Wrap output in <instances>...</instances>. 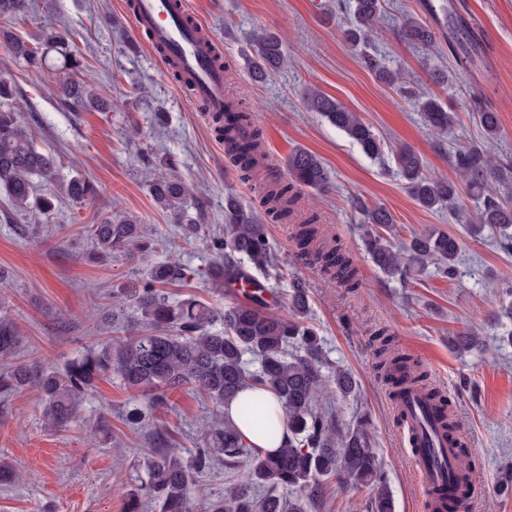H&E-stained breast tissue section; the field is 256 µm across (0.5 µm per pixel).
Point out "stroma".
Returning a JSON list of instances; mask_svg holds the SVG:
<instances>
[{"mask_svg": "<svg viewBox=\"0 0 512 512\" xmlns=\"http://www.w3.org/2000/svg\"><path fill=\"white\" fill-rule=\"evenodd\" d=\"M125 0H26L14 19V32L36 43L45 32L63 37L69 51L82 56V78L112 101L108 112L79 111L62 102L67 74L59 67L34 73L0 47V75L12 78V101L31 128L37 146L56 160L51 181H36L51 194V218L18 213L0 194V298L18 332L16 362L63 367L79 352L124 335L121 322L99 325L93 311L111 306V294L134 287L146 273L138 261L101 258L91 250L86 226L94 216L115 214L142 224L156 262H178L187 280L167 285L171 300L197 297L215 307L229 299L209 279L213 254L206 241L224 231V200L234 196L247 210L257 205L258 189L241 179L224 159V146L206 113L179 86L160 60L137 39ZM223 49L233 91L260 112L269 165L286 172L298 148L318 155L331 172L332 188L319 194L300 191L303 209L332 226L350 252L364 286L357 293L329 283L299 256L289 224L266 227L278 275L269 286L277 298L273 313L291 318L294 279L308 296L307 322L322 348L324 375L337 370L356 383L350 396L330 395L328 405L341 429L368 416L369 433L386 470L396 512H425L408 466L389 389L376 372L371 338L388 328L399 348L428 371L433 384L453 403L457 431L464 441L483 490L468 512H512V487L502 475L512 470V344L504 336L512 322L498 319L500 299L491 281L512 282V253L495 245L491 232L470 234L445 208H422L392 174L394 154L408 147L421 156L433 178L453 177L452 155L479 147L512 160V0H384L386 17L367 51L387 67L408 73L419 89L448 101L457 124L443 134L429 133L414 105L380 83L365 67L359 48L344 34L347 13L339 0H187ZM412 16L437 30L428 46L408 43L401 34ZM481 35L476 65L458 74L452 87L430 77L448 67V32L455 17ZM279 35L288 65L256 84L248 74L254 33ZM493 72L487 98L498 112L502 135L486 141L470 108L479 81ZM314 86L370 123L384 141L381 156L367 157L341 131L306 111L302 94ZM175 160L176 175L194 184L190 213L200 214V238L190 243L180 225L157 208L147 186L142 159ZM83 177L96 189L92 201L76 203L68 194L71 178ZM383 206L395 217L394 238L403 242L426 230L457 235L458 274L448 280L434 272L400 283L383 276L366 254L367 230L361 205ZM475 333L483 349L461 352L454 336ZM474 390L461 389L462 380ZM136 403L118 376L96 380L84 401L80 421L63 430L45 428L41 393L27 386L0 404V462L9 463L16 482L0 485V512H125L118 484H131L141 454L150 448L146 431L124 424ZM216 414L215 405L182 388L156 409L166 434L182 448H195ZM107 430L90 437L99 419Z\"/></svg>", "mask_w": 512, "mask_h": 512, "instance_id": "stroma-1", "label": "stroma"}]
</instances>
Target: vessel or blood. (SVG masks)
<instances>
[{
	"mask_svg": "<svg viewBox=\"0 0 512 512\" xmlns=\"http://www.w3.org/2000/svg\"><path fill=\"white\" fill-rule=\"evenodd\" d=\"M137 35L148 36L165 69H177L194 83L193 98L206 102L219 112L224 108V72L211 63L216 46L213 35L204 34V24L183 0H134L128 10ZM404 432L406 457L419 478V495L429 512H441L443 502L437 493L450 475L432 464L433 451L442 441L434 433V421L426 400L407 395L396 406Z\"/></svg>",
	"mask_w": 512,
	"mask_h": 512,
	"instance_id": "b4317fda",
	"label": "vessel or blood"
}]
</instances>
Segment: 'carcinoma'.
Returning a JSON list of instances; mask_svg holds the SVG:
<instances>
[{"mask_svg": "<svg viewBox=\"0 0 512 512\" xmlns=\"http://www.w3.org/2000/svg\"><path fill=\"white\" fill-rule=\"evenodd\" d=\"M353 9L345 35L354 45L377 32L384 15L383 0H352ZM25 0H0V18L9 21L21 14ZM453 38L448 50L454 66L434 74L440 84H453L456 72L467 69L478 54V43L461 21L452 22ZM405 39L414 45H429L434 36L421 22L408 18L402 27ZM61 44L60 37L44 35L33 47L19 41L6 29L0 30V45L8 47L29 70L39 72L47 66L49 52ZM255 57L248 64L249 77L263 82L270 73L287 63L281 40L263 32L254 38ZM367 65L389 87L414 98L426 128L443 133L454 122V113L440 97L417 90L414 81L400 70H391L370 59ZM64 67L70 77L62 85L64 104L70 108L98 109L105 101L79 80L83 65L80 57L64 54ZM15 89L0 77V191L19 211L36 209L44 217L52 214L53 203L47 196L35 194L33 178H53L55 159L38 149L23 118L8 103ZM308 112H317L330 125L344 132L368 156L382 154V143L372 127L357 113L343 108L322 91L309 87L303 93ZM487 141L501 132L497 112L486 105L475 107ZM224 154L229 162L252 175L266 168L265 152L259 137L258 114L235 101L228 102L220 118ZM396 174L406 182L415 201L426 209L443 205L453 211L473 234L488 228L499 232L498 246L512 253V202L492 190V183H503L507 176L503 163L480 148H461L452 156L457 178L437 179L422 173V161L411 149L394 157ZM290 181L277 178L265 187L264 211H247L229 196L224 202V235L210 240L215 254L210 277L219 289L236 292V285L249 280L254 285L248 302L214 308L195 298L174 304L159 286L186 277L185 268L176 262L153 265L143 240L141 225L118 216H102L87 225L88 236L103 257L114 255L140 258L148 274L142 284L125 288L112 296V317L128 305L136 307L140 321L131 335L111 339L71 359L61 369L31 368L12 364L18 344L13 323L0 320V396L7 398L35 382L42 393L43 421L54 430L79 421L80 405L95 380L116 374L136 396H143L152 409L166 404L170 391L191 387L198 395L218 406L227 407L240 393V414L252 421L271 441L281 440L274 450L251 448L244 444L229 413L217 415L208 426L203 444L189 452L165 446L152 448L144 458L143 473L137 484L116 489L126 512H193V502L203 503L201 512H310L316 501L326 498L331 482L368 487L371 497L366 512H395L388 476L381 467L367 430L359 422L341 431L332 412L317 407L319 398L330 393L347 396L354 383L344 370L332 379L322 374V357L315 333L303 326L307 316L305 283L293 282L290 303L293 318L271 313L259 279L242 265L246 257L254 270L271 278L273 257L266 240L264 220L288 222L296 210L295 188L325 191L331 186L328 168L314 153L296 149L288 157ZM478 202L476 220H471L460 201L461 186ZM74 201L82 203L94 196V187L78 177L68 186ZM155 205L169 213L173 223L181 225L186 238L198 236L197 217L185 209L194 195L191 185L178 177L159 175L151 181ZM366 223L373 226L365 238V248L381 273L407 280L434 265L436 273L453 279L457 274L460 244L455 236L426 231L413 236L400 247L385 233L392 230L395 218L383 206L364 207ZM297 245L312 257L321 273L330 281L347 288H359L357 269L341 245L315 224L311 218L298 225ZM221 329H214L215 324ZM379 367L398 398L412 388L426 391V397L438 412L437 422L445 436L456 438V425L437 388L427 383V374L407 355L391 346L386 332H379ZM249 355L258 368L251 370L244 356ZM274 395L282 412H277L264 393ZM222 463L234 473L224 494L207 496L198 485V475ZM296 496L287 499L282 491Z\"/></svg>", "mask_w": 512, "mask_h": 512, "instance_id": "obj_1", "label": "carcinoma"}]
</instances>
